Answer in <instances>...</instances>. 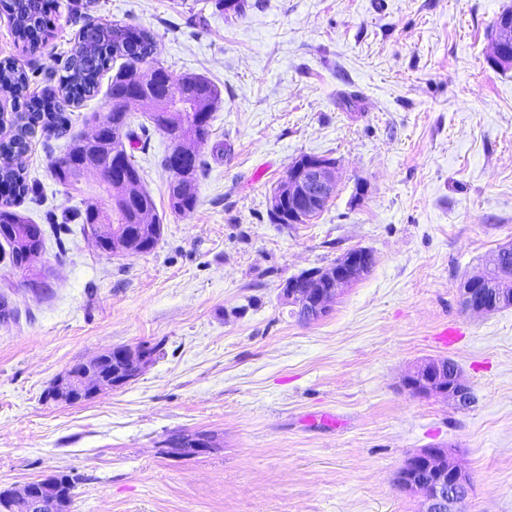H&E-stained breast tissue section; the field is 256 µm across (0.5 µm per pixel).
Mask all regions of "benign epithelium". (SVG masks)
I'll list each match as a JSON object with an SVG mask.
<instances>
[{"label": "benign epithelium", "mask_w": 512, "mask_h": 512, "mask_svg": "<svg viewBox=\"0 0 512 512\" xmlns=\"http://www.w3.org/2000/svg\"><path fill=\"white\" fill-rule=\"evenodd\" d=\"M492 62L498 66L512 65V14L503 16L492 37ZM339 178L336 162L311 155L292 162L286 179L280 185L271 204H288V220L300 224L319 212L335 195ZM374 266V256L366 248H354L336 261L305 279L293 281L282 289V298L308 318H323L329 314L342 288ZM461 306L466 313H484L487 300L499 305L512 303V292L490 288L479 274L460 288ZM120 363L123 370L110 378L98 373L104 361ZM150 364V357L129 346H114L81 363L79 370L69 369L59 375L47 391L49 399L70 403L74 392L95 397L104 389H116L136 380ZM404 388L414 396L443 397L460 408L470 402V389L458 367L448 366L443 359H427L409 370L403 378ZM398 488L422 496L421 512H459L456 509L467 495L471 477L456 462L450 449L430 446L409 454L398 472ZM57 485L48 480L25 484L15 493L12 512H56Z\"/></svg>", "instance_id": "obj_1"}]
</instances>
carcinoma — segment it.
I'll list each match as a JSON object with an SVG mask.
<instances>
[{"label":"carcinoma","mask_w":512,"mask_h":512,"mask_svg":"<svg viewBox=\"0 0 512 512\" xmlns=\"http://www.w3.org/2000/svg\"><path fill=\"white\" fill-rule=\"evenodd\" d=\"M45 0H0V10L11 19L17 42L23 51L33 55L49 37ZM154 38L150 31L112 21H89L79 32L67 52L57 85L40 94L29 92L38 70L26 68L15 59L0 61V92L11 97L13 115L9 131L0 136V157L7 162L0 166V237L9 247V260L21 268L29 253L43 256L47 231H52L59 247H64L62 235L75 223L87 230L105 215L108 231L103 237L129 233L139 239L140 253L155 248L162 235V219L156 212L154 198L142 184L139 169L126 156L124 163L100 156L107 177L99 181L96 193L81 200L80 206L62 218V223L45 226L31 223L15 210L19 201L31 194H41L40 185L27 180L26 160L32 139L38 131L63 134L70 127L65 109L92 97L99 88L100 78L119 63L106 91L107 112L98 121L97 129L102 148L124 146L139 139L132 128L127 101L140 100L147 108V117L155 130L173 147L204 145L211 135L212 112L221 100L218 87L207 78L187 74L179 79L153 57ZM164 165L170 173L168 202L178 215L191 214L197 204V185L202 168L200 156L189 167H177L167 155ZM85 157L77 148L73 136L63 156L51 164L54 180L66 189H78ZM489 280L512 289V256L486 272Z\"/></svg>","instance_id":"1"}]
</instances>
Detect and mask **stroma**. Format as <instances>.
Here are the masks:
<instances>
[{
  "label": "stroma",
  "mask_w": 512,
  "mask_h": 512,
  "mask_svg": "<svg viewBox=\"0 0 512 512\" xmlns=\"http://www.w3.org/2000/svg\"><path fill=\"white\" fill-rule=\"evenodd\" d=\"M95 19L150 30L173 76L214 82V157L190 215L168 208V141L131 153L163 220L150 252L102 254L80 225L45 243L46 288L0 261V488L74 479L73 512H420L395 477L407 455L452 448L472 479L465 512H512V306L463 313L458 286L512 242V68L490 60L512 0H54L50 36L20 52L0 13V60L38 68ZM105 92L68 108L69 135L36 134L27 158L40 200L29 219L79 205L51 162L91 132ZM336 161L335 196L310 224H275L269 197L302 155ZM369 249L372 270L329 315L304 324L286 279ZM460 327L450 349L434 334ZM158 348L128 386L75 405L47 400L57 375L116 345ZM426 358L459 367L458 408L402 386ZM176 432L208 452L171 453Z\"/></svg>",
  "instance_id": "obj_1"
}]
</instances>
